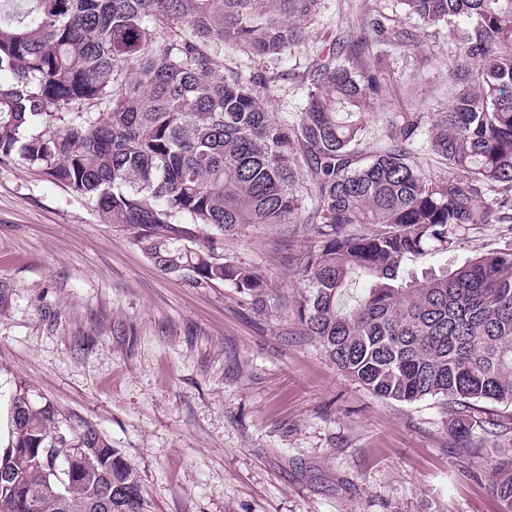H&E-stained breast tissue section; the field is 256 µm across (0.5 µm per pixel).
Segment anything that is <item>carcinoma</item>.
<instances>
[{"mask_svg": "<svg viewBox=\"0 0 512 512\" xmlns=\"http://www.w3.org/2000/svg\"><path fill=\"white\" fill-rule=\"evenodd\" d=\"M407 14L448 24L462 89L437 113L430 150L448 179L411 160L422 135L399 115L379 143L359 145L380 85L371 40L315 57L306 106L288 125L264 105L261 76L224 71V43L260 60L303 41L289 24L316 0H28L0 20V159L18 157L96 201L108 224L135 230L157 267L199 288L228 282L267 307L255 267L224 258V233L244 224H300L311 245L297 258V334L372 394L427 398L455 413L453 437L496 426L487 405L512 406V248L421 274L405 262L446 252L460 232L512 222V0H402ZM379 41L405 31L373 22ZM367 288L354 297L353 281ZM0 451V512H147L138 479L117 449L86 425L64 426L48 400H10ZM493 492L512 512V439ZM77 448L74 474L63 449ZM112 487V505L98 507Z\"/></svg>", "mask_w": 512, "mask_h": 512, "instance_id": "1", "label": "carcinoma"}]
</instances>
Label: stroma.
<instances>
[{
	"instance_id": "obj_1",
	"label": "stroma",
	"mask_w": 512,
	"mask_h": 512,
	"mask_svg": "<svg viewBox=\"0 0 512 512\" xmlns=\"http://www.w3.org/2000/svg\"><path fill=\"white\" fill-rule=\"evenodd\" d=\"M381 16L406 36L373 46L383 76L367 117L374 143L398 113L428 127L447 111L460 89L448 79L459 50L447 24L405 16L402 0H317L291 54L259 60L228 42L220 58L271 77L266 109L291 122L306 105L309 59ZM133 236L94 200L19 159L0 162V448L23 387L118 448L150 512H500L492 436L474 428L460 451L437 400L375 397L293 335V258L310 244L300 225L224 237L225 256L264 271L262 313L230 284L198 288L161 271ZM508 246L512 223L485 224L423 264Z\"/></svg>"
}]
</instances>
